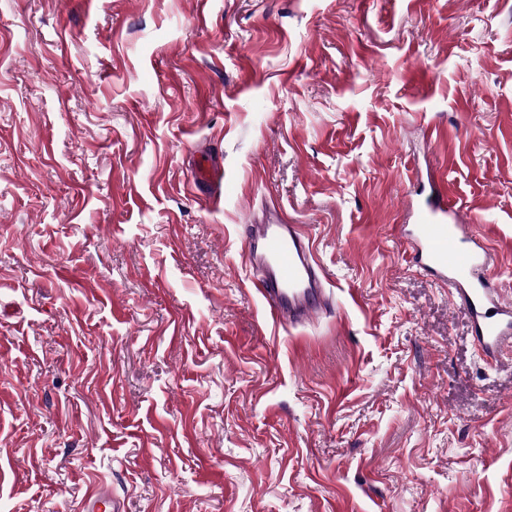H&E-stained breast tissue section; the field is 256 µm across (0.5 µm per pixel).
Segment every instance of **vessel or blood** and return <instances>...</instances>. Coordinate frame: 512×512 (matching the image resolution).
Listing matches in <instances>:
<instances>
[{"mask_svg":"<svg viewBox=\"0 0 512 512\" xmlns=\"http://www.w3.org/2000/svg\"><path fill=\"white\" fill-rule=\"evenodd\" d=\"M223 180L222 166L213 159L197 160L188 181L206 191ZM410 255L414 266L447 286L468 313L474 341L487 357L512 350V299L506 298L485 271L491 255L480 238H463L461 229L480 223L448 203V183L434 180L431 192L414 216ZM249 283L279 323L301 325L329 312V280L316 259L314 243L303 225L270 210L264 223L248 225L243 238ZM121 501L109 488L95 485L81 512H122Z\"/></svg>","mask_w":512,"mask_h":512,"instance_id":"1","label":"vessel or blood"}]
</instances>
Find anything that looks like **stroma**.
<instances>
[{"label":"stroma","mask_w":512,"mask_h":512,"mask_svg":"<svg viewBox=\"0 0 512 512\" xmlns=\"http://www.w3.org/2000/svg\"><path fill=\"white\" fill-rule=\"evenodd\" d=\"M440 176L512 298V0H0V512H512V352L397 231ZM222 180V165L212 158L197 160L188 178L191 187L200 192L215 188L217 184H221ZM304 228L274 208L264 224H248L243 238L250 286L281 324L301 325L330 310L329 280ZM123 505L107 487L95 485L86 496L82 512H121Z\"/></svg>","instance_id":"stroma-1"}]
</instances>
